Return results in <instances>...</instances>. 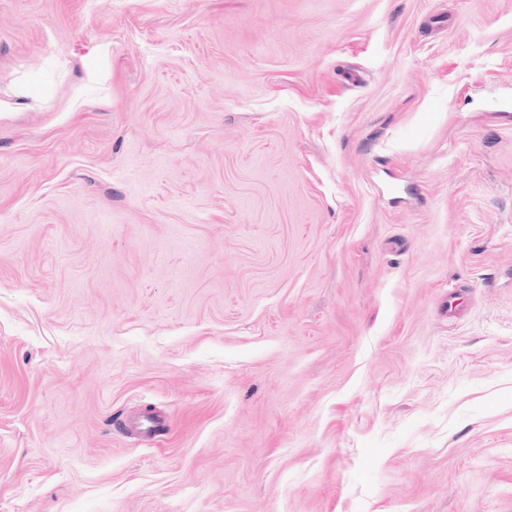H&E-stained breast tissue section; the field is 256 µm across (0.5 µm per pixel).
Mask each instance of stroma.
I'll return each mask as SVG.
<instances>
[{
  "label": "stroma",
  "instance_id": "35a3bbf8",
  "mask_svg": "<svg viewBox=\"0 0 512 512\" xmlns=\"http://www.w3.org/2000/svg\"><path fill=\"white\" fill-rule=\"evenodd\" d=\"M0 512H512V0H0ZM123 429L126 432L145 434L151 437L160 435L166 429L164 421H156L150 418L128 417L123 421Z\"/></svg>",
  "mask_w": 512,
  "mask_h": 512
}]
</instances>
